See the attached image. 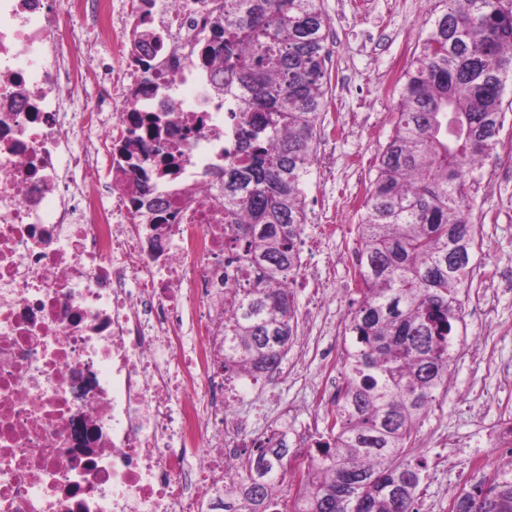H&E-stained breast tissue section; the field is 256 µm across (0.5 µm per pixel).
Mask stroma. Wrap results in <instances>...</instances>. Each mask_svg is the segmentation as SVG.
<instances>
[{"instance_id": "stroma-1", "label": "stroma", "mask_w": 512, "mask_h": 512, "mask_svg": "<svg viewBox=\"0 0 512 512\" xmlns=\"http://www.w3.org/2000/svg\"><path fill=\"white\" fill-rule=\"evenodd\" d=\"M438 0H323L330 18L329 32L336 49L326 63L329 81L326 86L328 111L334 112L342 135L326 155L334 172L326 178L320 170H312L305 186L307 213L319 205H339L338 224L333 233L323 237L319 250L312 256L315 264L334 263L335 278L325 287V300L320 317L322 334L317 345H292L284 357L269 389L250 391L241 400L247 409L264 406L266 423L276 420L278 403H292L297 412L288 421V432L296 438L289 461L284 493L294 497L299 463L306 459L314 442L305 441L309 418L326 417L330 404L313 399L309 384L325 375H333L342 383L341 365H327L328 350L343 353L345 327L351 311L353 290L349 286L352 273L348 263L360 248L357 226L360 211L342 207L344 194L353 192L359 181L375 176V161L393 132L395 101L389 100L383 86V75L402 47L419 45L426 36ZM501 150H494L488 162L477 173L471 189L468 216L471 223L482 225L484 246L478 266L499 272L501 280L491 283L469 278L461 294L466 334L483 337L485 350L471 348L467 342L458 346L451 361L447 395L438 396L431 410L419 423V437L429 443L423 454L426 467L417 495L418 512H450L454 494L469 488L465 458L448 461L447 449L431 444L437 429L446 428L464 434L474 424L476 414L469 398L485 389L495 398L487 408V417H495L498 409H512V163L502 162ZM495 213L497 224L488 226L484 218ZM490 296L492 312H485L483 296ZM493 353L496 367L486 368L485 353ZM304 365L301 378L290 376L295 362Z\"/></svg>"}]
</instances>
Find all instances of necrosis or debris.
Masks as SVG:
<instances>
[{"mask_svg": "<svg viewBox=\"0 0 512 512\" xmlns=\"http://www.w3.org/2000/svg\"><path fill=\"white\" fill-rule=\"evenodd\" d=\"M216 17L0 0V512H224L246 449L288 437H251L240 398L268 384L224 370L246 267L224 230L242 126L204 57ZM78 417L93 447H74ZM436 437L483 461L512 416Z\"/></svg>", "mask_w": 512, "mask_h": 512, "instance_id": "obj_1", "label": "necrosis or debris"}]
</instances>
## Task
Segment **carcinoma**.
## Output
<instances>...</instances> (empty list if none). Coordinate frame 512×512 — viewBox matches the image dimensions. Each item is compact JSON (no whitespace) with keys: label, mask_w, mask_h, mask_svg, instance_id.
<instances>
[{"label":"carcinoma","mask_w":512,"mask_h":512,"mask_svg":"<svg viewBox=\"0 0 512 512\" xmlns=\"http://www.w3.org/2000/svg\"><path fill=\"white\" fill-rule=\"evenodd\" d=\"M321 2L216 0L219 41L206 48L249 94L244 157L224 183L251 268L224 309V368L249 375L277 370L297 327L291 283L326 109ZM441 2L400 82L394 132L357 227L361 287L326 439L308 454L293 508L276 491L288 451L258 448L248 473L224 489V512H415L423 465L409 450L448 388V344L473 272V173L498 142L512 70V0ZM451 512H512V480L474 486Z\"/></svg>","instance_id":"1"}]
</instances>
